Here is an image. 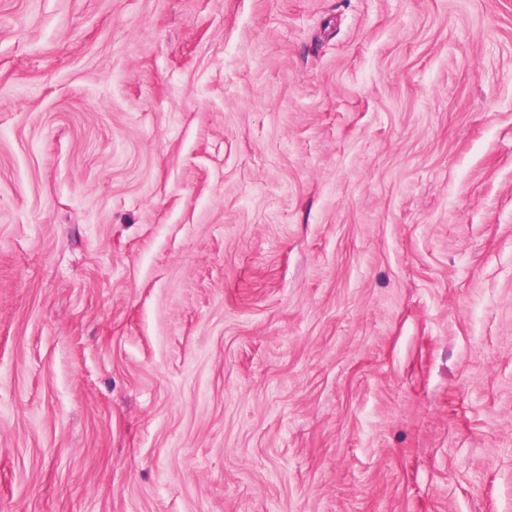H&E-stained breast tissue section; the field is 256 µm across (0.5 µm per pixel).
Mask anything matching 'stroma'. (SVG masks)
Instances as JSON below:
<instances>
[{"mask_svg":"<svg viewBox=\"0 0 512 512\" xmlns=\"http://www.w3.org/2000/svg\"><path fill=\"white\" fill-rule=\"evenodd\" d=\"M0 512H512V0H0Z\"/></svg>","mask_w":512,"mask_h":512,"instance_id":"35a3bbf8","label":"stroma"}]
</instances>
